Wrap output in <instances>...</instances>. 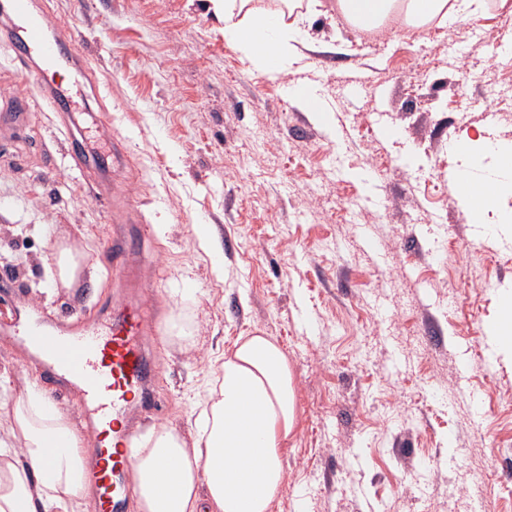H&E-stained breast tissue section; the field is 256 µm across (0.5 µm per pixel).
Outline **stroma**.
Segmentation results:
<instances>
[{"mask_svg":"<svg viewBox=\"0 0 512 512\" xmlns=\"http://www.w3.org/2000/svg\"><path fill=\"white\" fill-rule=\"evenodd\" d=\"M34 2L77 27L68 57L92 59L90 79L55 75L78 91L75 135L108 150L121 133L128 153L110 179L73 170L56 114L0 47V108L31 103L0 125V317L100 320L125 286L103 262L120 192L151 228L135 262L163 369L140 431L190 433L201 367L270 336L297 409L275 512H512V360L485 337L512 289V232L483 236L449 188L459 139L512 146V99L491 90L512 7L434 21L420 40L390 24L368 39L319 0L303 61L271 77L228 45L208 0ZM301 84L328 123L293 104ZM58 239L85 267L51 295L41 258ZM2 369L18 391L34 376L54 386L5 339Z\"/></svg>","mask_w":512,"mask_h":512,"instance_id":"1","label":"stroma"}]
</instances>
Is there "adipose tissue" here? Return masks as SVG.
<instances>
[{
  "label": "adipose tissue",
  "mask_w": 512,
  "mask_h": 512,
  "mask_svg": "<svg viewBox=\"0 0 512 512\" xmlns=\"http://www.w3.org/2000/svg\"><path fill=\"white\" fill-rule=\"evenodd\" d=\"M224 22V37L265 75L287 74L304 42L294 0L285 9H258L252 0H209ZM350 23L377 29L386 21L426 24L471 14L470 0H338ZM464 167L480 165L492 182L462 201L474 223L498 214L512 192L505 149L461 139ZM48 272L55 287L69 288L82 273V253L56 241ZM191 435L155 425L136 442L132 490L138 512H271L283 482L282 445L297 423L288 358L266 336H242L207 376ZM86 435L70 409L55 405L36 381L15 392L0 375V512H87Z\"/></svg>",
  "instance_id": "obj_1"
}]
</instances>
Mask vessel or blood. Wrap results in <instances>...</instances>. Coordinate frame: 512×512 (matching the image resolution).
I'll list each match as a JSON object with an SVG mask.
<instances>
[{"label":"vessel or blood","mask_w":512,"mask_h":512,"mask_svg":"<svg viewBox=\"0 0 512 512\" xmlns=\"http://www.w3.org/2000/svg\"><path fill=\"white\" fill-rule=\"evenodd\" d=\"M0 14L6 20L0 27V46L43 83L42 97L49 111L71 112L75 104L71 90L44 80L45 73L61 62L62 45L72 39L69 26L52 24L44 11L31 8L30 0H0ZM125 155L124 146L116 141L111 151L99 154L73 147L69 158L76 170L95 168L106 174ZM112 221V264L126 274L130 287H137L132 257L140 248L143 230L129 228L127 216L121 213ZM156 329V318L132 297L123 299L103 325L49 329L35 322L0 324V337L27 348L46 372L58 378L60 389L81 394L85 416L97 433L87 479L98 512L127 510L131 448L138 432L129 408L136 400L153 402L149 385L162 371L147 338Z\"/></svg>","instance_id":"1"}]
</instances>
